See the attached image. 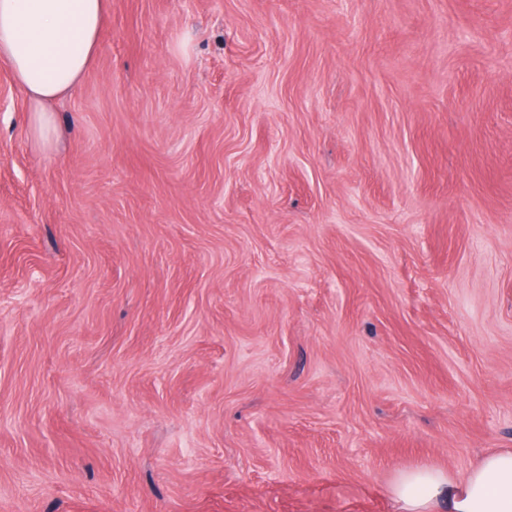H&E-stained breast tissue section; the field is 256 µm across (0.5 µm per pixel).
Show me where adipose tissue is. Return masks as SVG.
<instances>
[{
  "mask_svg": "<svg viewBox=\"0 0 512 512\" xmlns=\"http://www.w3.org/2000/svg\"><path fill=\"white\" fill-rule=\"evenodd\" d=\"M108 0H0V61L29 112L27 134L51 146L53 102L69 95L94 62ZM400 512H512V450L488 453L464 474L420 466L391 486Z\"/></svg>",
  "mask_w": 512,
  "mask_h": 512,
  "instance_id": "ef3b65f1",
  "label": "adipose tissue"
}]
</instances>
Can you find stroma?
<instances>
[{"label":"stroma","instance_id":"35a3bbf8","mask_svg":"<svg viewBox=\"0 0 512 512\" xmlns=\"http://www.w3.org/2000/svg\"><path fill=\"white\" fill-rule=\"evenodd\" d=\"M0 62V512H396L512 449V0H110ZM108 0H0V61L29 112L28 137L52 145L51 103L69 95L94 62Z\"/></svg>","mask_w":512,"mask_h":512}]
</instances>
